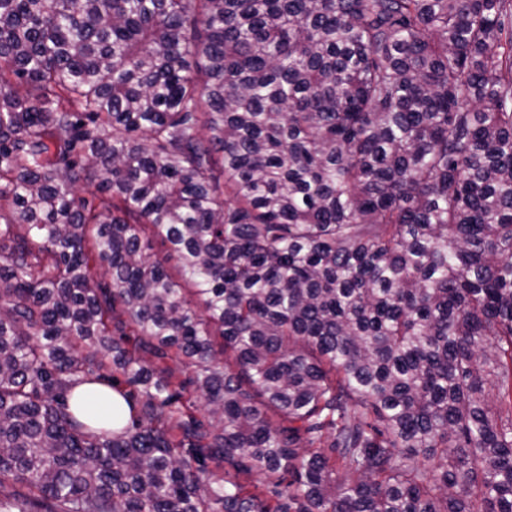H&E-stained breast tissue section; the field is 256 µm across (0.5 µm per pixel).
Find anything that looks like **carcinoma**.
<instances>
[{
  "instance_id": "1",
  "label": "carcinoma",
  "mask_w": 512,
  "mask_h": 512,
  "mask_svg": "<svg viewBox=\"0 0 512 512\" xmlns=\"http://www.w3.org/2000/svg\"><path fill=\"white\" fill-rule=\"evenodd\" d=\"M6 487L512 512V0H0ZM72 396H86L92 404L90 411L97 419L104 422L113 420L116 414H123L128 418V406L125 400L115 391L99 384H88L86 382L75 385L72 388ZM112 423L106 426L109 429L113 428Z\"/></svg>"
}]
</instances>
